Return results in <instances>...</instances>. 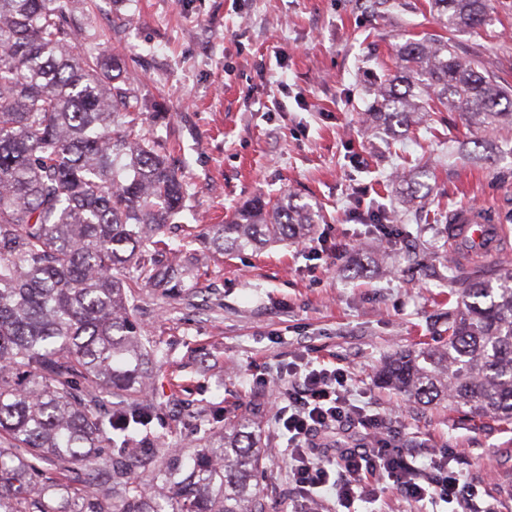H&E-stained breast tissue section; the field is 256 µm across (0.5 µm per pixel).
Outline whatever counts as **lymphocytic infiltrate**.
I'll list each match as a JSON object with an SVG mask.
<instances>
[{
	"mask_svg": "<svg viewBox=\"0 0 512 512\" xmlns=\"http://www.w3.org/2000/svg\"><path fill=\"white\" fill-rule=\"evenodd\" d=\"M287 388L274 401L275 426L288 443V501L292 512H313L331 498L351 512L355 502L379 499L392 489L413 503L444 502L459 512H495L485 492L461 469L452 448L417 449L400 441L386 415L351 399L346 370L314 366L300 356L288 364ZM348 427L361 436L343 448L321 446L320 437Z\"/></svg>",
	"mask_w": 512,
	"mask_h": 512,
	"instance_id": "1",
	"label": "lymphocytic infiltrate"
}]
</instances>
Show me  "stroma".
Instances as JSON below:
<instances>
[{
    "label": "stroma",
    "instance_id": "1",
    "mask_svg": "<svg viewBox=\"0 0 512 512\" xmlns=\"http://www.w3.org/2000/svg\"><path fill=\"white\" fill-rule=\"evenodd\" d=\"M427 2L377 13L372 0H98L81 42L110 39L146 110L162 104L145 127L184 166L183 223L221 224L284 191L325 216L303 241L210 255L184 287L133 286L159 354L149 434L195 446L238 406L268 402L307 352L348 370L353 400L388 414L402 441L459 449L496 512H512V424L419 406L377 379L395 351L445 343L450 278L512 268V252L448 261L457 206L488 204L512 237V127L480 131L447 111L402 134L364 119L369 73L391 69L406 39L441 33ZM494 4L488 32L454 43L512 83V0ZM413 167L431 171L427 190L389 184ZM379 212L391 217L384 235L370 222ZM261 435L258 488L268 512H288L286 441L268 417Z\"/></svg>",
    "mask_w": 512,
    "mask_h": 512
}]
</instances>
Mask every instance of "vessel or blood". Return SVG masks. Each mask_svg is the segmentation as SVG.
<instances>
[{"label":"vessel or blood","mask_w":512,"mask_h":512,"mask_svg":"<svg viewBox=\"0 0 512 512\" xmlns=\"http://www.w3.org/2000/svg\"><path fill=\"white\" fill-rule=\"evenodd\" d=\"M506 247L507 237L491 209L464 205L449 214L448 252L460 262H467L476 253L496 255Z\"/></svg>","instance_id":"obj_1"}]
</instances>
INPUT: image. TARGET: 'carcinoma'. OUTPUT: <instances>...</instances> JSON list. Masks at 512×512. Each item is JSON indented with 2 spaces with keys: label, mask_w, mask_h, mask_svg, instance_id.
Segmentation results:
<instances>
[{
  "label": "carcinoma",
  "mask_w": 512,
  "mask_h": 512,
  "mask_svg": "<svg viewBox=\"0 0 512 512\" xmlns=\"http://www.w3.org/2000/svg\"><path fill=\"white\" fill-rule=\"evenodd\" d=\"M97 0H0V512H266L263 448L252 402L188 457L158 438L140 462L108 463L106 490L35 485L41 463L99 471L101 449L137 441L153 417L144 397L154 354L133 319L129 279L181 284L194 265L161 247L184 210L178 159L143 130L121 79L125 60L85 50L74 13ZM448 34L493 22L490 0H430ZM369 115L406 129L422 112H459L469 127L512 124L500 76L442 36L399 46L395 73L372 83ZM320 214L283 192L224 224L182 229L206 253L296 243ZM155 244L153 253L145 252ZM448 312V341L400 351L384 385L422 405L468 406L512 422V268L477 272Z\"/></svg>",
  "instance_id": "cac0c4a2"
}]
</instances>
